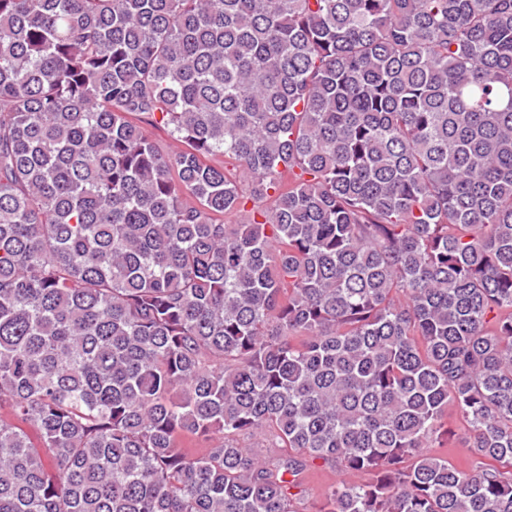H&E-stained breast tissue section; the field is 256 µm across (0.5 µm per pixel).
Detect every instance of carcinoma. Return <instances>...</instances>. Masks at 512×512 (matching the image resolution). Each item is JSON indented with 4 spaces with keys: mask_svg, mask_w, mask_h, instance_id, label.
Wrapping results in <instances>:
<instances>
[{
    "mask_svg": "<svg viewBox=\"0 0 512 512\" xmlns=\"http://www.w3.org/2000/svg\"><path fill=\"white\" fill-rule=\"evenodd\" d=\"M0 512H512V0H0ZM317 473L310 483L309 506L318 505L323 499L324 490L341 478L337 468L319 466L314 469Z\"/></svg>",
    "mask_w": 512,
    "mask_h": 512,
    "instance_id": "1",
    "label": "carcinoma"
}]
</instances>
